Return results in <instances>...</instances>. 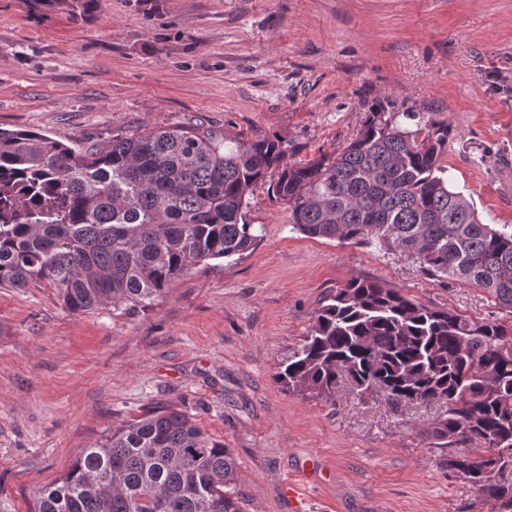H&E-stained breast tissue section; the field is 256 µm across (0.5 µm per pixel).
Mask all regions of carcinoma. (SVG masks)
Wrapping results in <instances>:
<instances>
[{"label": "carcinoma", "mask_w": 512, "mask_h": 512, "mask_svg": "<svg viewBox=\"0 0 512 512\" xmlns=\"http://www.w3.org/2000/svg\"><path fill=\"white\" fill-rule=\"evenodd\" d=\"M422 122L375 109L341 152L304 164L285 163L277 140L244 144L202 127L117 134L90 151L0 128V288L45 285L76 313L144 311L191 269L258 245L247 196L274 169L273 196L303 235L399 248L425 274L512 308V229L482 223L448 185L440 158L451 127L427 124L419 144ZM342 377L362 399L381 390L395 413L441 404L426 430L448 449L440 464L465 470L491 512H512V325L351 281L324 298L276 374L286 390L327 401ZM240 503L234 450L167 405L83 449L34 491L31 512H242Z\"/></svg>", "instance_id": "cac0c4a2"}]
</instances>
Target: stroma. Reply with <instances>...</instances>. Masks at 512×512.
Listing matches in <instances>:
<instances>
[{"label": "stroma", "mask_w": 512, "mask_h": 512, "mask_svg": "<svg viewBox=\"0 0 512 512\" xmlns=\"http://www.w3.org/2000/svg\"><path fill=\"white\" fill-rule=\"evenodd\" d=\"M376 107L448 122L449 185L483 223L512 225V0H97L83 20L66 2L0 0V128L96 150L201 124L305 163L340 152ZM248 201L258 246L136 315L0 289V512H29L81 449L166 403L234 450L244 512H489L440 467L436 407L397 416L346 384L328 402L275 374L353 280L475 319L508 324L512 309L401 250L305 237L270 180Z\"/></svg>", "instance_id": "35a3bbf8"}]
</instances>
